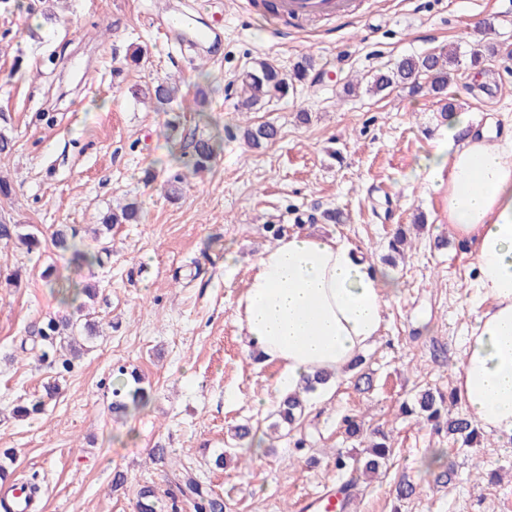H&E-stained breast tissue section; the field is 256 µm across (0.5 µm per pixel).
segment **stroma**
<instances>
[{
  "label": "stroma",
  "mask_w": 512,
  "mask_h": 512,
  "mask_svg": "<svg viewBox=\"0 0 512 512\" xmlns=\"http://www.w3.org/2000/svg\"><path fill=\"white\" fill-rule=\"evenodd\" d=\"M355 4L345 27L286 21L253 0H0V129L12 139L0 158L12 187L0 219L35 226L42 240L32 252L0 243V466L39 486L41 512H136L146 487L161 512H196L181 491L186 475L222 496L224 512H285L341 484L337 453H361L378 428L394 457L347 512H512V441L488 434L466 448L447 427L401 412L425 389L453 392L470 325L487 307L473 259L448 229L446 190L420 168L448 135V109L512 134V0ZM167 5L194 7L200 23L221 29V45L167 42L154 27ZM478 40L486 52L476 71ZM138 47L143 60L129 62ZM442 47L460 51L447 98L345 92L348 81ZM306 57L313 67L294 94L240 111L237 78L256 60L288 71ZM166 77L179 88L168 111L135 98ZM266 122L276 140L249 148L243 127ZM195 136L221 141L198 175L180 159ZM149 169L156 180L146 181ZM175 173L183 182L174 200L166 180ZM132 200L142 219L113 227L102 263L77 265L53 248L57 225L87 228ZM336 209L345 223L324 220ZM270 224L287 236H338L397 284L361 370L328 400L306 402L301 424L273 440L279 368L256 364L235 318L252 262L276 242ZM400 230L408 245L399 254L390 243ZM51 265L97 290L86 309L99 333L61 379L20 349L44 320L75 309L50 294ZM15 272L17 287L6 282ZM120 366L151 394L125 417L111 409ZM54 380L60 389L47 394ZM34 400L42 413L15 415ZM347 414L359 415L360 436L345 435ZM245 423L266 439L260 456L231 438ZM299 437L301 453L289 445ZM160 446L167 454L157 460ZM436 448L456 471L451 484L422 467ZM404 479L420 493L400 501Z\"/></svg>",
  "instance_id": "1"
}]
</instances>
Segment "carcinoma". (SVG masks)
I'll list each match as a JSON object with an SVG mask.
<instances>
[{
  "label": "carcinoma",
  "mask_w": 512,
  "mask_h": 512,
  "mask_svg": "<svg viewBox=\"0 0 512 512\" xmlns=\"http://www.w3.org/2000/svg\"><path fill=\"white\" fill-rule=\"evenodd\" d=\"M458 64L457 56L446 54L442 51L431 52L419 56H407L402 58L395 67L386 71H379L374 74L367 83V91L380 93L387 89L406 86L412 92L424 90L429 95L440 96L448 89V81L451 77L450 67ZM312 62L309 59L297 63L292 71L285 73L264 59H260L254 65L244 71L238 78L241 91L244 94L242 107L251 110L265 100L283 98L290 90L294 89L296 83L305 80ZM176 87L171 83L161 80L142 91L143 95L151 97L158 105H167L175 97ZM243 138L253 148L258 149L273 141L277 136L276 127L270 124L247 125L242 130ZM217 151V145L209 138H198L194 143V150L191 158L193 170L198 172L207 169ZM140 218V206L135 202H129L120 210L110 211L102 221L103 232L108 233L115 224H131ZM19 241L29 250L40 248L41 239L35 232L23 233L17 224H6L0 222V243L8 245ZM52 244L54 248L63 255H70V261L82 263H101L102 254L109 253V247L103 246L97 253L93 254L83 248V237L81 229L75 225L62 224L60 228L52 233ZM46 286L51 292L61 296L62 301H76L82 294L91 298L95 289L88 285L80 287L70 283L66 279L55 277L46 280ZM82 329L87 336L97 335L98 326L89 319L51 318L41 324L37 329L35 339L41 342L44 349L38 355V360H51L57 365L60 372H67L71 369L72 360L66 357V353L76 352L73 346L75 337L71 333L76 329ZM112 413L117 416H126L133 411L145 407L150 400V393L142 388H128V382L112 390ZM303 401L297 396H287L278 405L276 416L278 422L273 428L282 426L293 427L304 415ZM444 412L443 400L429 391H423L416 399V403L406 409V413L414 415L419 419L440 424ZM448 434L462 440L466 445H471L477 438V429L466 419H450L447 421ZM394 450L391 448L388 437L379 433V439L372 443L371 448L365 455L353 456L336 454V470L349 475L346 483L340 486L342 499L339 508H347L353 492L366 477L387 466ZM183 493L198 499L196 507L198 512H224L223 497L205 492L201 489L195 479L188 477L184 481Z\"/></svg>",
  "instance_id": "carcinoma-1"
}]
</instances>
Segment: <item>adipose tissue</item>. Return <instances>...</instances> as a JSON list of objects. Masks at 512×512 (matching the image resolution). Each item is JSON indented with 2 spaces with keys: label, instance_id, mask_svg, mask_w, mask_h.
I'll return each instance as SVG.
<instances>
[{
  "label": "adipose tissue",
  "instance_id": "adipose-tissue-1",
  "mask_svg": "<svg viewBox=\"0 0 512 512\" xmlns=\"http://www.w3.org/2000/svg\"><path fill=\"white\" fill-rule=\"evenodd\" d=\"M448 173V226L469 248L477 292L491 305L466 338L455 391L485 432L512 439V141L449 140L422 164ZM390 273L336 237L296 233L262 251L237 300L250 354L279 368L276 390L302 391L317 372L342 376L378 336Z\"/></svg>",
  "mask_w": 512,
  "mask_h": 512
}]
</instances>
